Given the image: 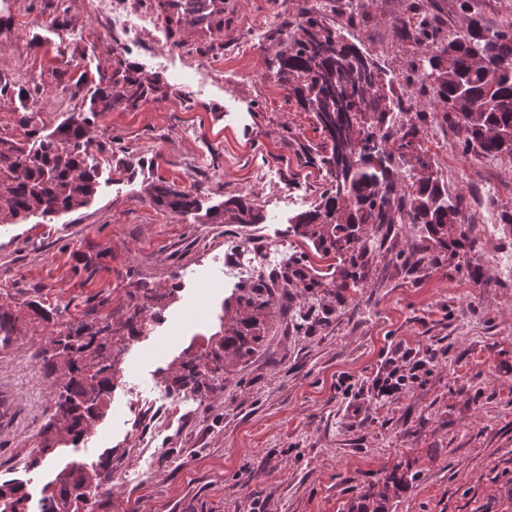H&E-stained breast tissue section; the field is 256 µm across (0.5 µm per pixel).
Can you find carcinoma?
<instances>
[{
  "label": "carcinoma",
  "mask_w": 512,
  "mask_h": 512,
  "mask_svg": "<svg viewBox=\"0 0 512 512\" xmlns=\"http://www.w3.org/2000/svg\"><path fill=\"white\" fill-rule=\"evenodd\" d=\"M323 7L302 0L295 27L284 22L268 36L278 50L268 61L267 77L313 114L324 137L319 162L331 177L314 209L295 217L294 231L326 255L331 248L344 251L355 242V226L370 228L373 233L353 247L349 257L353 265L382 249L384 241L376 230L385 224H422L437 242H444L441 230L448 224V215L461 211L460 197L448 194L431 161L419 159L420 167L431 175L414 174L407 180L399 177L395 161L422 136V122L431 110L454 113L465 133L466 151L512 158V26L491 29L481 15L469 14L466 26L450 37L436 13V0H411L394 18L393 28L422 47V53L403 76L404 92L388 95L377 80L382 75L378 62L329 26ZM88 92L91 116L72 113L45 135L34 128L27 142L0 137V222L18 224L35 212L51 218L85 206L96 193L99 178L98 166L86 153L91 142L90 117L110 112L118 104L135 108L162 93V86L120 59ZM340 102L369 115L355 141L336 125ZM394 112H414L418 123L401 136H392L387 127ZM149 196L177 214L200 209L197 197L174 184H155ZM211 217L222 224L261 220L254 204L242 198L226 202ZM143 297L156 306L153 319L157 321L172 293L156 294L145 288ZM273 305L269 296L245 298L240 324L255 325V314ZM21 335L19 317L0 309V345ZM118 341L112 323L78 320L37 350L56 388L40 429V445L24 460L26 469L41 467L60 445L77 442L104 417L102 408L119 372L112 353ZM248 343V336L238 329L215 340L211 350L215 370L224 369L227 358L240 356ZM198 368L196 357L183 362L185 373L176 382L198 386ZM110 470L109 457L88 467L74 464L62 469L43 486L40 512H86L89 495L104 485ZM362 500L356 512H387L383 491L376 499L367 493ZM29 501L23 482L0 484V512H28Z\"/></svg>",
  "instance_id": "carcinoma-1"
}]
</instances>
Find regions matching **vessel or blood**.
<instances>
[{
	"mask_svg": "<svg viewBox=\"0 0 512 512\" xmlns=\"http://www.w3.org/2000/svg\"><path fill=\"white\" fill-rule=\"evenodd\" d=\"M152 7L160 18L173 19V40L219 45L224 0H154Z\"/></svg>",
	"mask_w": 512,
	"mask_h": 512,
	"instance_id": "obj_1",
	"label": "vessel or blood"
}]
</instances>
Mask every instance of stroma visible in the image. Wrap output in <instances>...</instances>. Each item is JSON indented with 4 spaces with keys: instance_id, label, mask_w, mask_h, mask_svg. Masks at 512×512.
Wrapping results in <instances>:
<instances>
[{
    "instance_id": "obj_1",
    "label": "stroma",
    "mask_w": 512,
    "mask_h": 512,
    "mask_svg": "<svg viewBox=\"0 0 512 512\" xmlns=\"http://www.w3.org/2000/svg\"><path fill=\"white\" fill-rule=\"evenodd\" d=\"M136 22L135 38L97 14L96 0H0V80L30 88L29 100L0 96V136L26 140L67 114L87 111L88 80L125 60L160 79L166 93L138 109L116 106L92 128L99 186L84 207L46 221L0 224V304L59 307L53 323L0 349V478L26 482L32 498L71 462L112 459L126 478L106 483L90 512H351L383 478L388 512H512V280L497 261L512 253V161L463 149L454 122L428 118L401 174L430 158L462 221L445 243L421 226L383 228L384 247L341 282L338 255L295 234L326 185L323 141L313 115L266 78L277 50L268 30L295 19L298 0H229L221 52L170 44L149 0H112ZM405 0H372L349 23L342 0L326 21L377 59L393 91L421 49L400 39L393 17ZM265 34L251 41L250 28ZM266 168L273 183L257 181ZM197 195L182 216L150 202L159 181ZM245 197L258 224H216L210 208ZM286 246L289 283L264 279L275 305L250 329V351L219 372L173 423L155 428L138 398L172 381L209 337L237 329L230 278L233 242ZM175 290L160 324H147L122 358L123 379L94 438L62 449L28 472L40 441L52 380L31 354L71 319L125 321L143 286ZM404 378L392 395L375 381ZM149 434L157 453L131 443Z\"/></svg>"
}]
</instances>
